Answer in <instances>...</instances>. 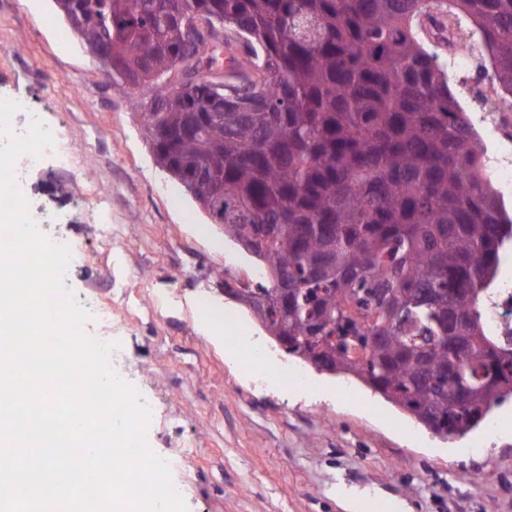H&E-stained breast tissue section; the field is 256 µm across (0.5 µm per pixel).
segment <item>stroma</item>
<instances>
[{"instance_id":"1","label":"stroma","mask_w":512,"mask_h":512,"mask_svg":"<svg viewBox=\"0 0 512 512\" xmlns=\"http://www.w3.org/2000/svg\"><path fill=\"white\" fill-rule=\"evenodd\" d=\"M135 87L112 79L67 31L54 0H0V98L42 108L82 149L32 169L37 205L76 247L69 292L112 309L127 383L153 398L146 439L168 460L187 512H348L343 492L411 512H512V398L443 440L356 379L296 358L294 378L257 381L208 311L274 342L221 290L255 269L156 164Z\"/></svg>"}]
</instances>
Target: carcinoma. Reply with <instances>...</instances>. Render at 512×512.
<instances>
[{
	"label": "carcinoma",
	"mask_w": 512,
	"mask_h": 512,
	"mask_svg": "<svg viewBox=\"0 0 512 512\" xmlns=\"http://www.w3.org/2000/svg\"><path fill=\"white\" fill-rule=\"evenodd\" d=\"M92 56L109 37L156 82L183 44L173 14L207 11L215 40L239 38L262 80L132 106L156 164L268 273L224 289L263 310L292 356L353 376L448 438L512 396V352L485 335L482 301L512 217L485 147L449 87L424 23L465 24L512 95V0H55Z\"/></svg>",
	"instance_id": "carcinoma-1"
}]
</instances>
